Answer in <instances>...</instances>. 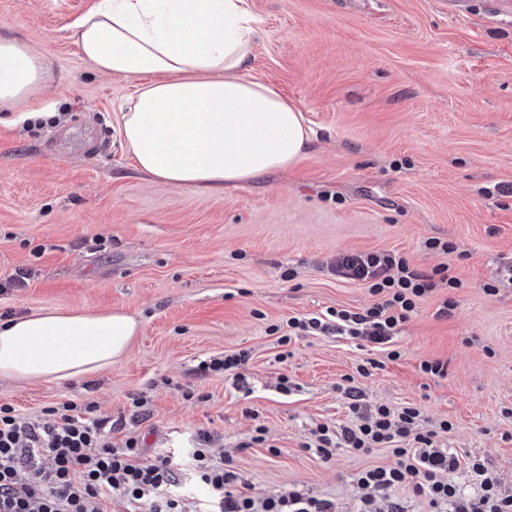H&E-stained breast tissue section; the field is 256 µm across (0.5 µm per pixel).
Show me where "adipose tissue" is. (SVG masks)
<instances>
[{
    "mask_svg": "<svg viewBox=\"0 0 512 512\" xmlns=\"http://www.w3.org/2000/svg\"><path fill=\"white\" fill-rule=\"evenodd\" d=\"M83 59L133 81L120 134L136 168L168 185L211 193L285 171L313 131L273 86L250 75L258 21L250 0H97L70 25ZM45 55L0 30V109L19 121L50 85ZM138 332L120 309L51 310L0 322V378L55 382L97 374Z\"/></svg>",
    "mask_w": 512,
    "mask_h": 512,
    "instance_id": "adipose-tissue-1",
    "label": "adipose tissue"
}]
</instances>
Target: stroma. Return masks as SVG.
Returning a JSON list of instances; mask_svg holds the SVG:
<instances>
[{
  "label": "stroma",
  "mask_w": 512,
  "mask_h": 512,
  "mask_svg": "<svg viewBox=\"0 0 512 512\" xmlns=\"http://www.w3.org/2000/svg\"><path fill=\"white\" fill-rule=\"evenodd\" d=\"M95 0H0V25L44 52L56 76L32 104L50 117L0 122V314L121 308L140 328L128 355L91 379H0V404L34 415L96 403L123 417L147 456L209 432L251 495L297 487L355 512L354 474L392 452L302 447L319 423L351 417L337 386L367 404H419L445 420L442 447L487 459L512 495V0H251L254 73L303 112L314 135L293 168L223 194L138 172L119 133L133 82L97 74L69 25ZM452 240L460 288L422 298L392 340L290 331L292 317L374 298L329 268L338 255L399 251L423 269ZM498 282L496 294L483 290ZM455 306L441 314L445 298ZM278 326V335L268 332ZM246 350L242 382L200 361ZM377 360L368 377L359 364ZM446 362L445 376L420 372ZM288 391H281V377ZM147 399V419L129 399ZM266 441L249 444L256 426Z\"/></svg>",
  "instance_id": "stroma-1"
}]
</instances>
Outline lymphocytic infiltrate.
Instances as JSON below:
<instances>
[{
    "instance_id": "f902f5d3",
    "label": "lymphocytic infiltrate",
    "mask_w": 512,
    "mask_h": 512,
    "mask_svg": "<svg viewBox=\"0 0 512 512\" xmlns=\"http://www.w3.org/2000/svg\"><path fill=\"white\" fill-rule=\"evenodd\" d=\"M333 271L337 279L368 288L374 303L358 311L331 308L323 317H293L289 328L365 336L390 347L420 298L442 286L462 285L448 260L425 270L396 251L343 254ZM388 356L395 359L399 353L390 347ZM341 390L350 401L352 423L339 428L317 425L305 449L325 461L339 448L359 455L387 448L396 458L393 465L372 466L357 474L364 491L358 512H377L375 502L380 498L386 499L387 512H405L391 498L399 488L425 498L431 512H512V496L500 494L484 459L463 461L438 447V434L451 428L448 421L424 427L422 409L415 403L398 408L380 404L365 413L356 386L345 383ZM44 413V418L35 419L0 405V512H108L115 497L149 503L150 512H335L331 500L296 489L267 498L238 490L236 473L228 468L223 452L213 448L208 433L197 435L183 463L163 455L147 463L140 437L114 442L116 423L98 415L94 404L81 407L67 400ZM462 467L478 482L475 494H465L454 479ZM185 471L204 489L201 502L189 501L181 493L180 475Z\"/></svg>"
}]
</instances>
